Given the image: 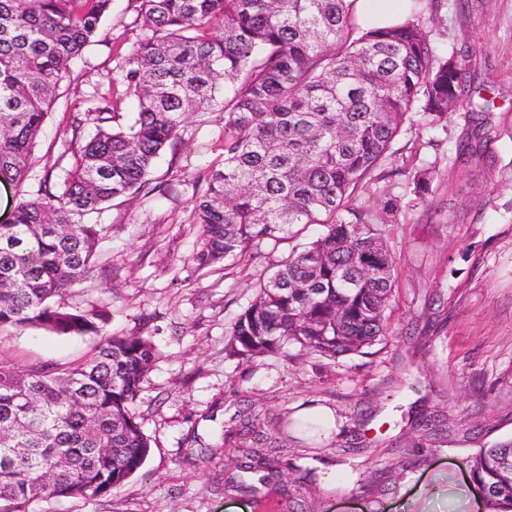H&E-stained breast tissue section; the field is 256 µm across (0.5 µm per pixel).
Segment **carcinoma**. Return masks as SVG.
I'll return each instance as SVG.
<instances>
[{
    "instance_id": "carcinoma-1",
    "label": "carcinoma",
    "mask_w": 512,
    "mask_h": 512,
    "mask_svg": "<svg viewBox=\"0 0 512 512\" xmlns=\"http://www.w3.org/2000/svg\"><path fill=\"white\" fill-rule=\"evenodd\" d=\"M143 36L125 55L122 84L137 98L117 121L112 94L98 112L74 113L73 163L60 183L46 173L0 224V328L98 335L103 306L68 305L90 279L107 228L89 222L119 197L150 191L165 150L176 152L196 112L224 113L221 164L204 175L192 223L199 269L252 246L323 224L261 281L229 332L225 353L256 363L289 345L324 358L360 355L379 341L394 291L384 226L398 200L359 202L382 178L408 114L437 122L465 108L475 125L457 158L492 164L482 148L493 101L476 94L466 56L438 58L420 18L364 28L356 0H137ZM112 0H0V182L25 185L33 148L68 73L99 33ZM94 132L82 135L87 121ZM429 192L426 170L411 179ZM159 359L152 337L106 336L68 366L20 369L0 358V512L36 502L87 500L119 488L151 448L129 406ZM241 472L265 483L278 461L246 455ZM470 478L490 512L512 507V440L481 448Z\"/></svg>"
}]
</instances>
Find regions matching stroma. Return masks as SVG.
Segmentation results:
<instances>
[{"label":"stroma","instance_id":"stroma-1","mask_svg":"<svg viewBox=\"0 0 512 512\" xmlns=\"http://www.w3.org/2000/svg\"><path fill=\"white\" fill-rule=\"evenodd\" d=\"M422 0L421 20L440 57L463 54L494 88L485 133L493 165L459 163L465 110L446 121L410 113L386 162L384 180L361 199L379 209L402 198L385 225L395 288L385 333L362 355L325 359L271 354L254 367L224 344L256 285L319 226L250 249L210 271L191 256L193 202L205 167L222 157L224 117L194 116L177 154H164L148 196L113 201L97 216L107 228L95 273L76 299L107 305L104 334L143 331L160 352L132 406L152 448L143 468L110 494L35 512H479L468 462L481 447L512 439V0ZM135 0H112L99 36L69 64L34 149L25 188L45 165L62 178L72 157V113L94 112L97 94L119 78L140 36ZM430 169V191L412 204L409 180ZM22 188V189H25ZM22 189L0 183V222ZM95 336L39 327L0 331V357L16 366L89 357ZM307 404L327 405L340 425L331 438L283 428ZM255 416L280 449L282 477L257 495L228 489L239 479L240 413Z\"/></svg>","mask_w":512,"mask_h":512}]
</instances>
